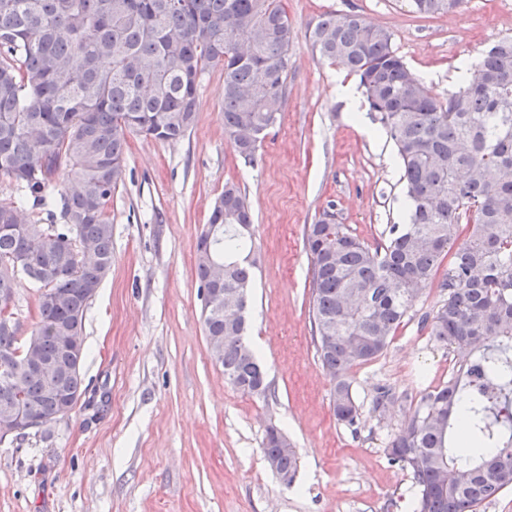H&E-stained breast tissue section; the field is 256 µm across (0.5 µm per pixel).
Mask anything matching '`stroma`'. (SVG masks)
Instances as JSON below:
<instances>
[{"label":"stroma","instance_id":"stroma-1","mask_svg":"<svg viewBox=\"0 0 512 512\" xmlns=\"http://www.w3.org/2000/svg\"><path fill=\"white\" fill-rule=\"evenodd\" d=\"M280 2L301 35L288 52L281 119L255 161L224 133L218 66L201 78L183 139L130 135L108 207L112 267L83 330L93 404L0 440V512H411V476L384 448L424 389L448 380L450 351L419 323L443 296L429 282L386 351L353 369L360 425L337 422L312 339L305 227L330 212L373 247L407 209L393 142L368 112L350 119L330 93L335 65L302 32L324 14L359 13L391 32L395 53L443 101L462 65L512 38V0H467L431 16L411 0ZM228 182L253 216L247 336L272 386L265 399L225 380L204 333L197 245ZM382 385L397 399L377 410ZM272 424L299 455L288 486L262 451Z\"/></svg>","mask_w":512,"mask_h":512}]
</instances>
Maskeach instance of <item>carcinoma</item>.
I'll return each mask as SVG.
<instances>
[{
	"instance_id": "obj_1",
	"label": "carcinoma",
	"mask_w": 512,
	"mask_h": 512,
	"mask_svg": "<svg viewBox=\"0 0 512 512\" xmlns=\"http://www.w3.org/2000/svg\"><path fill=\"white\" fill-rule=\"evenodd\" d=\"M463 0H413L415 12L460 9ZM298 30L280 0H0V178L47 208V224L0 201V418L55 419L86 391V349L63 355L59 336H83L85 316L112 267L106 215L123 179L127 136L184 138L207 68L224 70V132L254 157L278 120L288 51ZM313 50L360 78L369 111L393 141L403 169L408 222L372 248L343 224L305 230L311 259L313 341L334 380L332 409L359 422L353 368L388 348L441 261L446 299L421 325L441 343L468 349L448 383L424 390L386 455L408 469L412 512H478L512 488V39L489 48L443 102L391 49L392 34L356 12L331 13L305 31ZM60 206V212L52 210ZM62 223H55L56 219ZM224 265V307L205 313L206 337H224V378L267 397L270 383L246 341L254 277L251 210L224 185L208 226ZM201 292L213 267L197 260ZM38 288L34 328L18 343L7 301L18 273ZM61 366L57 378L27 368L30 349ZM263 453L289 486L299 458L270 425Z\"/></svg>"
}]
</instances>
